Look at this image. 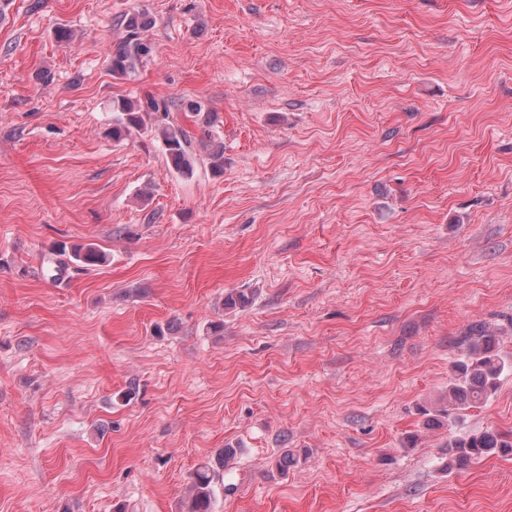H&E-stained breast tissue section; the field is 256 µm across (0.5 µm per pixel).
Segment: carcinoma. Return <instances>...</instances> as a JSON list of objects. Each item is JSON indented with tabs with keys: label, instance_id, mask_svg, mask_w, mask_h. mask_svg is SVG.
<instances>
[{
	"label": "carcinoma",
	"instance_id": "1",
	"mask_svg": "<svg viewBox=\"0 0 512 512\" xmlns=\"http://www.w3.org/2000/svg\"><path fill=\"white\" fill-rule=\"evenodd\" d=\"M147 27L145 15L131 13L125 18L126 35L111 54L112 76L130 77L148 61V52L142 37ZM177 108L171 101L147 98L121 99L113 102L112 127L109 135L115 142H122L136 134L157 133L169 165L180 175H193L197 154L193 143L207 149L211 168L224 170V142L214 136V118L199 102H192L188 110L197 119L199 134L168 121L170 112ZM61 254H69L74 262L91 267L104 263L106 254L93 243H75L62 246ZM461 357L453 365V377L448 382V395L434 410L424 409L423 414H434L450 423L459 419L462 412L475 408L496 393L500 378L512 362L503 357L498 347V337L477 325L469 335L459 341ZM241 453V449L226 445L211 459L200 464L193 472L179 506V512H213L217 489L224 486V468ZM446 467L452 472L467 466L474 460L500 457L512 458V432L486 428L467 433L448 442Z\"/></svg>",
	"mask_w": 512,
	"mask_h": 512
}]
</instances>
